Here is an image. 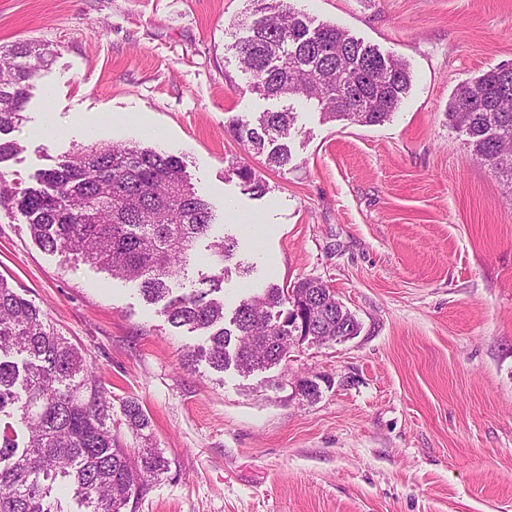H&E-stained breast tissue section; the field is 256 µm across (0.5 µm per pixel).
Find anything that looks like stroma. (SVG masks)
<instances>
[{
    "instance_id": "obj_1",
    "label": "stroma",
    "mask_w": 512,
    "mask_h": 512,
    "mask_svg": "<svg viewBox=\"0 0 512 512\" xmlns=\"http://www.w3.org/2000/svg\"><path fill=\"white\" fill-rule=\"evenodd\" d=\"M289 2L407 62L412 86L389 120L328 121L315 102L251 91L230 48L248 35V0H0L1 46L54 51L7 169L34 187L95 142L181 156L254 266L225 276V315L266 285L312 278L356 336L250 374L183 368L198 333L171 327L136 283L45 252L1 211L0 275L82 349L113 417L128 396L148 412L173 464L138 512H512V188L448 117L461 83L512 65V0ZM286 107L293 160L273 169L229 123ZM242 164L265 194L245 190ZM300 377L316 398L294 393Z\"/></svg>"
}]
</instances>
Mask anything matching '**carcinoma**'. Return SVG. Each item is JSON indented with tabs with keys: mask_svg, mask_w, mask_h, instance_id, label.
I'll use <instances>...</instances> for the list:
<instances>
[{
	"mask_svg": "<svg viewBox=\"0 0 512 512\" xmlns=\"http://www.w3.org/2000/svg\"><path fill=\"white\" fill-rule=\"evenodd\" d=\"M249 35L231 45L252 90L265 99L317 102L326 118L384 123L411 86L404 60L383 55L334 24L311 27L287 0H253ZM47 51L32 42L0 46V164L21 147L7 135L22 123L32 71ZM476 159L512 185V70L493 68L458 87L448 112ZM295 113L265 111L236 119L233 136L271 167L292 161ZM237 175L255 194L265 185L243 164ZM42 187L19 189L0 167V210L20 215L43 250L66 252L112 277L134 282L149 303L164 302L175 328L205 336L184 364L205 360L242 373L288 361L285 336H354L359 322L319 280L290 291L267 285L237 305L225 325V262L237 240L214 233L212 204L188 183L183 160L138 143L83 145L43 171ZM208 245L211 273L186 291L194 244ZM112 396L80 348L54 329L49 314L0 276V512H136L173 461L157 447L140 402ZM123 424L141 440L128 448Z\"/></svg>",
	"mask_w": 512,
	"mask_h": 512,
	"instance_id": "obj_1",
	"label": "carcinoma"
}]
</instances>
